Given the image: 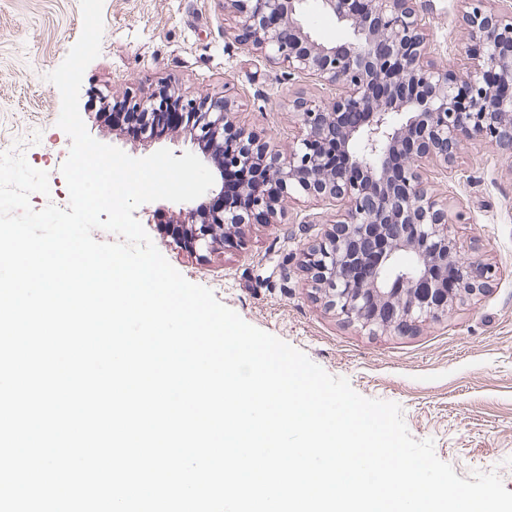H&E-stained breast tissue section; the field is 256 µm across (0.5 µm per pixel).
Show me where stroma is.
Returning <instances> with one entry per match:
<instances>
[{
  "mask_svg": "<svg viewBox=\"0 0 512 512\" xmlns=\"http://www.w3.org/2000/svg\"><path fill=\"white\" fill-rule=\"evenodd\" d=\"M430 57L463 63L474 53L461 33V0H429ZM100 55L86 69L79 112L88 133L134 158L162 148L175 157L200 146L177 134L138 145L98 112V96H143L175 79L188 98L228 97L237 127L283 150L298 135L291 98L329 101L333 91L303 74L269 63L235 41L237 20L220 0H103ZM82 31L80 0H0V152L18 150L48 174L49 194H32L33 209L66 207L61 172L71 149L58 127L61 96L47 81ZM429 182L447 194L463 255L491 266L483 293L406 334L371 335L325 309L303 251L324 234L336 209L307 197L287 202L278 223H245L216 252L192 253L155 220L176 217L170 201L138 206L135 218L191 283L207 287L247 323L305 353L359 395L397 403L414 439L434 442L436 456L467 479L497 471L512 492V157L474 140L452 172L436 168Z\"/></svg>",
  "mask_w": 512,
  "mask_h": 512,
  "instance_id": "1",
  "label": "stroma"
}]
</instances>
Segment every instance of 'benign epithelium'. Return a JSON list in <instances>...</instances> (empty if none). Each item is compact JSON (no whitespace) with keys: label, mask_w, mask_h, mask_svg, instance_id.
<instances>
[{"label":"benign epithelium","mask_w":512,"mask_h":512,"mask_svg":"<svg viewBox=\"0 0 512 512\" xmlns=\"http://www.w3.org/2000/svg\"><path fill=\"white\" fill-rule=\"evenodd\" d=\"M307 0H224L238 18L240 42L272 64L308 75L335 90L325 105L296 98L300 136L274 152L243 129V164L270 166L274 197L255 183L240 195L248 215L278 223L293 195L337 203L343 210L305 254L328 309L371 335L402 333L451 311L484 290L492 269L462 255L448 232V198L424 182L425 166L452 168L465 142L481 139L512 153V5L469 0L463 37L478 46L464 71L430 60L418 0H318L347 37L324 43L302 23ZM176 93L172 81L132 104L144 115ZM189 122L179 132L206 146L218 162L224 130L233 126L228 98L182 100ZM182 233L190 252L213 250L242 223L224 206V177L203 201L183 205Z\"/></svg>","instance_id":"obj_1"}]
</instances>
